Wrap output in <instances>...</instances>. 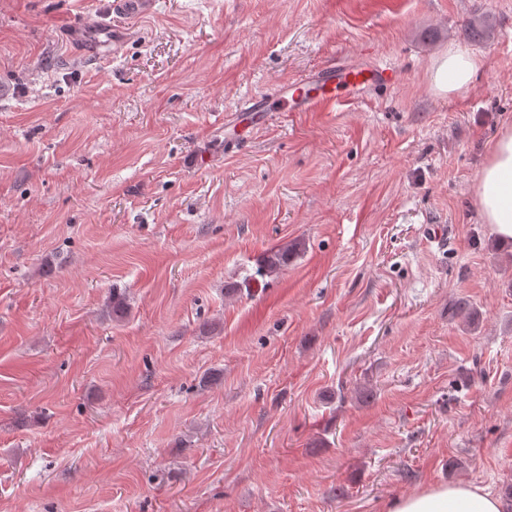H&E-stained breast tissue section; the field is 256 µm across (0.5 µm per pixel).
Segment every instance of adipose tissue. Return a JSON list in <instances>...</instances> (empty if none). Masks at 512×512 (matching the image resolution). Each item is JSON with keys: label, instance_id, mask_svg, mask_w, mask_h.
<instances>
[{"label": "adipose tissue", "instance_id": "1", "mask_svg": "<svg viewBox=\"0 0 512 512\" xmlns=\"http://www.w3.org/2000/svg\"><path fill=\"white\" fill-rule=\"evenodd\" d=\"M482 64L480 57L449 46L431 65L436 92L452 94L470 87ZM484 223L500 239L512 240V125L504 126L492 143L487 161L474 185ZM382 512H501L499 500L484 489L466 483L427 486L385 504Z\"/></svg>", "mask_w": 512, "mask_h": 512}]
</instances>
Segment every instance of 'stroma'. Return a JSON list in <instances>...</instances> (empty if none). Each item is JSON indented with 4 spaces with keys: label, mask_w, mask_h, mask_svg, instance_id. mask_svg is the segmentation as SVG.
Instances as JSON below:
<instances>
[{
    "label": "stroma",
    "mask_w": 512,
    "mask_h": 512,
    "mask_svg": "<svg viewBox=\"0 0 512 512\" xmlns=\"http://www.w3.org/2000/svg\"><path fill=\"white\" fill-rule=\"evenodd\" d=\"M451 44L483 65L442 96ZM363 56L397 83L225 148L247 98ZM0 85V512L512 484V244L473 192L512 122V0H0ZM151 0H113L112 12L120 13L129 20H134L151 11ZM301 246L302 244L300 242H293L271 248L265 252L258 275L260 277H266L280 273L284 268L288 267V263L301 249Z\"/></svg>",
    "instance_id": "35a3bbf8"
}]
</instances>
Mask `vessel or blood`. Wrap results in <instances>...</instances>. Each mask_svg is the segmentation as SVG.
Here are the masks:
<instances>
[{
  "mask_svg": "<svg viewBox=\"0 0 512 512\" xmlns=\"http://www.w3.org/2000/svg\"><path fill=\"white\" fill-rule=\"evenodd\" d=\"M152 6V0L112 2L113 11L130 20L150 12ZM395 81V70L371 62H334L311 69L299 79L278 83L267 94L244 101L240 109L255 122L268 112H319L343 100L365 98L370 91Z\"/></svg>",
  "mask_w": 512,
  "mask_h": 512,
  "instance_id": "1",
  "label": "vessel or blood"
}]
</instances>
